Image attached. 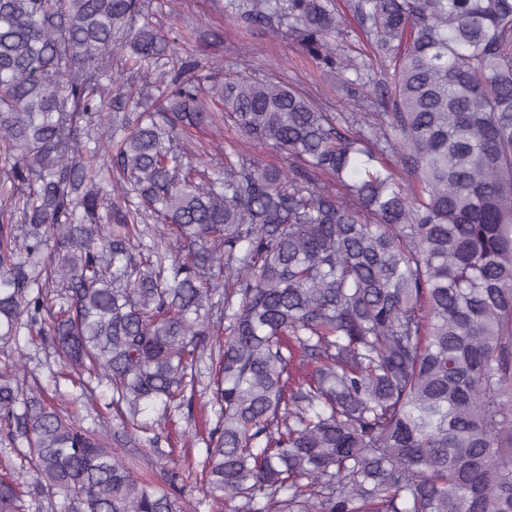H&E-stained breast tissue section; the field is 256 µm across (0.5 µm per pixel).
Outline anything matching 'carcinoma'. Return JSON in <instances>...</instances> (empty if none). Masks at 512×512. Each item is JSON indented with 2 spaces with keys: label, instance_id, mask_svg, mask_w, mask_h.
I'll return each mask as SVG.
<instances>
[{
  "label": "carcinoma",
  "instance_id": "cac0c4a2",
  "mask_svg": "<svg viewBox=\"0 0 512 512\" xmlns=\"http://www.w3.org/2000/svg\"><path fill=\"white\" fill-rule=\"evenodd\" d=\"M150 7L0 0V340L25 327L132 417L189 404L207 357L202 482L233 512H512V0H352L357 56L338 0H227L352 103L376 90L371 121L259 68L204 86ZM110 46L135 99L103 83ZM217 112L293 162L193 161ZM24 368L0 371V441L37 480L4 464L0 512H183L179 475L136 477ZM107 54L111 64V71L109 72V75L111 77L121 75L125 83L139 87L141 84L139 74L136 70L129 69L130 63L125 60V58H127L126 53L109 49Z\"/></svg>",
  "mask_w": 512,
  "mask_h": 512
}]
</instances>
